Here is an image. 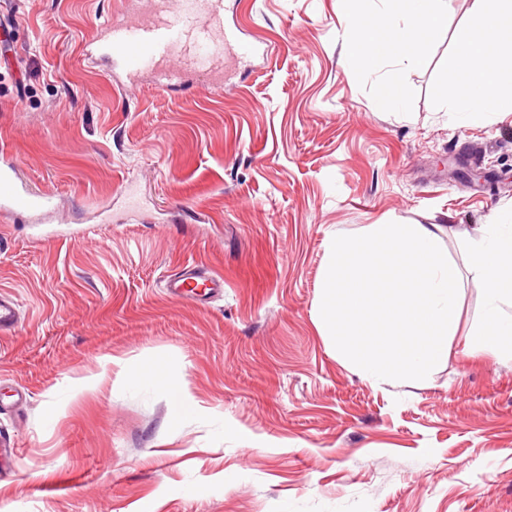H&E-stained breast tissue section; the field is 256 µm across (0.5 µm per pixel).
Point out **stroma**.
I'll list each match as a JSON object with an SVG mask.
<instances>
[{
  "label": "stroma",
  "mask_w": 512,
  "mask_h": 512,
  "mask_svg": "<svg viewBox=\"0 0 512 512\" xmlns=\"http://www.w3.org/2000/svg\"><path fill=\"white\" fill-rule=\"evenodd\" d=\"M123 0H0V149L51 199L0 210V512H512V361L471 357L483 284L462 249L512 210V113L443 107L444 0L411 98L346 72L345 0H224L255 56L223 85H129L89 45ZM494 182L450 178L453 158ZM440 228L463 306L423 384L377 388L337 357L315 306L328 239ZM224 280L174 300L169 274ZM164 360L186 393L131 387Z\"/></svg>",
  "instance_id": "1"
}]
</instances>
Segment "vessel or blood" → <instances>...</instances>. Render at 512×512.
<instances>
[{
    "mask_svg": "<svg viewBox=\"0 0 512 512\" xmlns=\"http://www.w3.org/2000/svg\"><path fill=\"white\" fill-rule=\"evenodd\" d=\"M238 28L224 21V0H131L114 14L98 39V52L112 70L136 82L154 77L157 89L183 80L214 85L224 80L229 56L251 52ZM47 201L45 195L18 189L9 170L0 168V207L31 210ZM223 281L194 275L167 280L170 297L221 292Z\"/></svg>",
    "mask_w": 512,
    "mask_h": 512,
    "instance_id": "b4317fda",
    "label": "vessel or blood"
}]
</instances>
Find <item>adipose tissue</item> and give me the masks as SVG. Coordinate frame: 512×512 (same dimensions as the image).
<instances>
[{"label":"adipose tissue","mask_w":512,"mask_h":512,"mask_svg":"<svg viewBox=\"0 0 512 512\" xmlns=\"http://www.w3.org/2000/svg\"><path fill=\"white\" fill-rule=\"evenodd\" d=\"M349 21L359 35L344 58L346 72L371 71L377 55L391 59L385 78L387 105L406 108L410 91L403 66L422 61L421 48L441 17L442 0H348ZM470 25L456 35L454 83L444 106L456 122H468L484 102L512 112V0H477ZM464 250L483 282V321L472 348L512 359V213L467 238Z\"/></svg>","instance_id":"obj_1"}]
</instances>
